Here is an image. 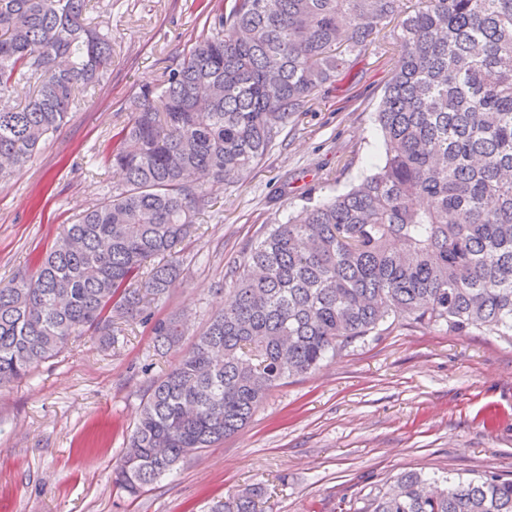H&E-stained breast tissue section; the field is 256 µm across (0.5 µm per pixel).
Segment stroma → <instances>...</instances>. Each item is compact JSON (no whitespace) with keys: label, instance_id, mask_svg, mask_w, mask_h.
<instances>
[{"label":"stroma","instance_id":"obj_1","mask_svg":"<svg viewBox=\"0 0 512 512\" xmlns=\"http://www.w3.org/2000/svg\"><path fill=\"white\" fill-rule=\"evenodd\" d=\"M207 3L90 0V18L112 35V65L99 85L76 90L65 125L0 182V282L32 270L63 225L122 186L112 130L140 88L160 84L208 34ZM394 64L372 44L243 181L216 191L178 254L179 279L150 309L153 320L182 317L179 346L157 355L151 323L127 326L108 347L86 334L0 388V512H208L259 481L265 512H361L407 471L512 477V344L397 319L274 388L243 430L139 496L112 482L152 380L223 308L233 263L307 197L344 190L383 159L375 111Z\"/></svg>","mask_w":512,"mask_h":512}]
</instances>
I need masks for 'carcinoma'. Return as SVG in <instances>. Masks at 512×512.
<instances>
[{
  "mask_svg": "<svg viewBox=\"0 0 512 512\" xmlns=\"http://www.w3.org/2000/svg\"><path fill=\"white\" fill-rule=\"evenodd\" d=\"M398 0H217L212 31L112 133L125 175L64 226L33 274L0 284V386L86 330L142 321L178 274L171 257L213 207L353 66ZM87 0H0V179L65 123L112 63ZM375 121L384 159L348 189L272 225L231 271L224 309L153 381L113 480L136 496L243 429L283 380L321 367L393 314L512 343V0H422L396 25ZM35 82L22 105L1 96ZM156 342L182 336L175 318ZM255 483L210 512H261ZM367 512H512V479L398 476Z\"/></svg>",
  "mask_w": 512,
  "mask_h": 512,
  "instance_id": "carcinoma-1",
  "label": "carcinoma"
}]
</instances>
